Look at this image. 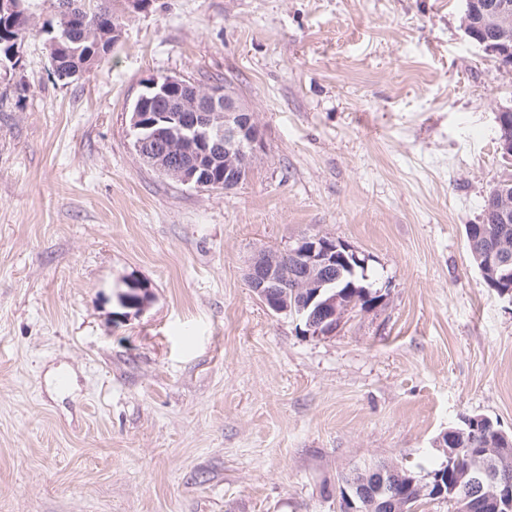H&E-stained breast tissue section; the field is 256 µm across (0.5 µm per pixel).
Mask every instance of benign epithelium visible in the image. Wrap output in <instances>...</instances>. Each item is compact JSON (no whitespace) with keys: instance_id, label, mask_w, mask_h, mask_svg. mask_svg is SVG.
Returning a JSON list of instances; mask_svg holds the SVG:
<instances>
[{"instance_id":"1","label":"benign epithelium","mask_w":512,"mask_h":512,"mask_svg":"<svg viewBox=\"0 0 512 512\" xmlns=\"http://www.w3.org/2000/svg\"><path fill=\"white\" fill-rule=\"evenodd\" d=\"M486 16L485 24L478 25L473 21L472 0H465L461 19L463 30L499 68L511 72L512 40L501 34L512 20L509 5L495 3L486 8ZM119 35L120 28L115 25L110 32L85 36L83 41L91 46L83 51V55L91 61L98 60L102 44L109 39L117 41ZM48 51L52 69L59 76L80 75V72L62 66L63 57L72 52L66 38L50 39ZM150 97L161 102V114L153 116L144 111V102ZM129 124L130 130L135 132L134 150L146 165L196 188H210L216 168L224 172V187H238L264 150L263 133L255 113L223 83L201 85L176 76H153L147 79L144 90L137 97ZM342 249L349 253V258L345 259L346 267H352V259L365 264L358 252L341 240L328 236L303 237L286 250L257 254L246 273L249 286L264 303L278 296L284 287L279 280L281 265L290 256L298 259V271L292 275L291 287L303 296V300L294 310L284 305L274 307L272 311L307 324L311 336L332 335L349 311L344 295L332 288L341 277L342 266L336 264V260ZM511 263L512 259L505 253L492 255L484 264L485 274L493 277ZM144 293L143 288L120 291L118 302L126 309L141 311L147 304ZM464 434L462 429L448 430L439 437L435 447L453 460L462 451ZM511 461L506 452L495 448L474 456L468 469L470 484L478 490V495L493 499L501 512H512V478L507 477L512 471ZM354 474L355 480L341 487V512H361L359 498L373 486L379 490L373 496L372 505L383 510L393 502L391 498H378L385 492L387 484L406 481L421 495L430 489L427 480L416 478L407 469L390 463L380 470L359 467Z\"/></svg>"}]
</instances>
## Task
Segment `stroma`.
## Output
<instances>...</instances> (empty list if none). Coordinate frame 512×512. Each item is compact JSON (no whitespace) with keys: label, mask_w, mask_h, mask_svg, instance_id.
Listing matches in <instances>:
<instances>
[{"label":"stroma","mask_w":512,"mask_h":512,"mask_svg":"<svg viewBox=\"0 0 512 512\" xmlns=\"http://www.w3.org/2000/svg\"><path fill=\"white\" fill-rule=\"evenodd\" d=\"M464 0H112L120 37L58 80L57 0L0 65V512H339L363 461L425 473L483 415L512 436V299L465 227L505 172L499 69ZM154 75L225 80L265 150L232 191L142 163ZM326 235L380 301L312 337L249 287ZM135 279L145 310L118 317ZM49 58L52 65L53 72H57L60 77H74L81 75L84 72L64 69L61 65L64 56H69L72 52L68 40L65 37L56 36L50 39L48 43Z\"/></svg>","instance_id":"stroma-1"}]
</instances>
